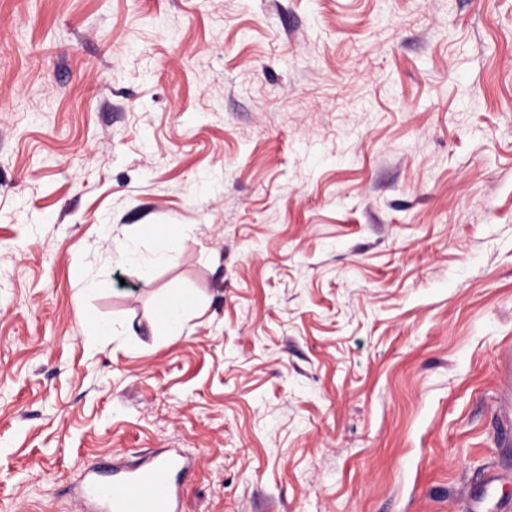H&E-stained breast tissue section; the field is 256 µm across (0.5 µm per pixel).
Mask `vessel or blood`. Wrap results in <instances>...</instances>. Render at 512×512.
<instances>
[{
	"label": "vessel or blood",
	"mask_w": 512,
	"mask_h": 512,
	"mask_svg": "<svg viewBox=\"0 0 512 512\" xmlns=\"http://www.w3.org/2000/svg\"><path fill=\"white\" fill-rule=\"evenodd\" d=\"M185 468L181 457L159 452L145 462L116 466L112 480H90L80 500L82 512H177V475Z\"/></svg>",
	"instance_id": "vessel-or-blood-1"
}]
</instances>
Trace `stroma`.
<instances>
[{"instance_id":"1","label":"stroma","mask_w":512,"mask_h":512,"mask_svg":"<svg viewBox=\"0 0 512 512\" xmlns=\"http://www.w3.org/2000/svg\"><path fill=\"white\" fill-rule=\"evenodd\" d=\"M507 350L512 0H0V512H512ZM197 306V299L186 292L161 296L156 304V327L164 336L177 337L183 332L184 316ZM185 462L174 453L159 452L145 462L112 466V483L92 479L85 484L79 511L176 512L177 475Z\"/></svg>"}]
</instances>
